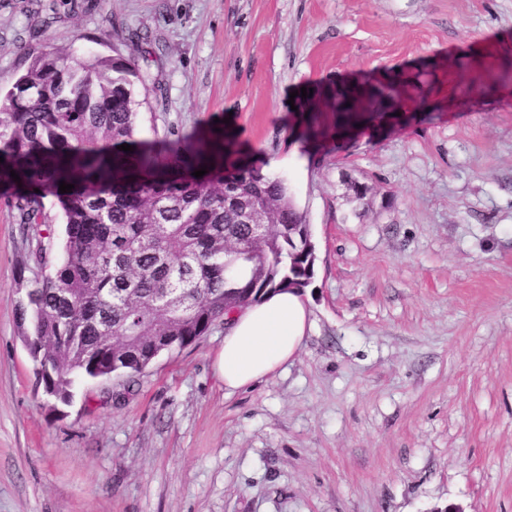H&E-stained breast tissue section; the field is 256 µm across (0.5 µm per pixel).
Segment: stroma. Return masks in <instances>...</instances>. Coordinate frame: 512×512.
Listing matches in <instances>:
<instances>
[{"instance_id":"35a3bbf8","label":"stroma","mask_w":512,"mask_h":512,"mask_svg":"<svg viewBox=\"0 0 512 512\" xmlns=\"http://www.w3.org/2000/svg\"><path fill=\"white\" fill-rule=\"evenodd\" d=\"M69 43L149 76L138 138L206 153L225 118L286 180L316 245L313 328L231 394L219 322L134 387L47 399L1 183L0 512H512V0H0V90ZM364 78L405 106L336 141Z\"/></svg>"}]
</instances>
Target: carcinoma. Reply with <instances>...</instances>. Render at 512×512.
I'll return each instance as SVG.
<instances>
[{"mask_svg": "<svg viewBox=\"0 0 512 512\" xmlns=\"http://www.w3.org/2000/svg\"><path fill=\"white\" fill-rule=\"evenodd\" d=\"M142 83L130 57L57 48L35 55L0 98V181L22 184L15 209L33 262V288L19 306L33 332L23 340L37 384L58 401L79 375L135 383L158 337L191 344L268 289H303L313 276L315 248L285 181L234 159L230 133L214 159L187 135L158 153L134 140ZM336 111L338 137L385 117L364 116L363 102ZM61 181L72 192L59 193ZM49 195L66 241L62 262L44 275L39 226ZM256 198L262 228L241 219Z\"/></svg>", "mask_w": 512, "mask_h": 512, "instance_id": "obj_1", "label": "carcinoma"}]
</instances>
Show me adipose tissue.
<instances>
[{"mask_svg": "<svg viewBox=\"0 0 512 512\" xmlns=\"http://www.w3.org/2000/svg\"><path fill=\"white\" fill-rule=\"evenodd\" d=\"M226 321L220 367L230 392L273 375L296 355L312 327L301 292L283 288L230 313Z\"/></svg>", "mask_w": 512, "mask_h": 512, "instance_id": "1", "label": "adipose tissue"}]
</instances>
